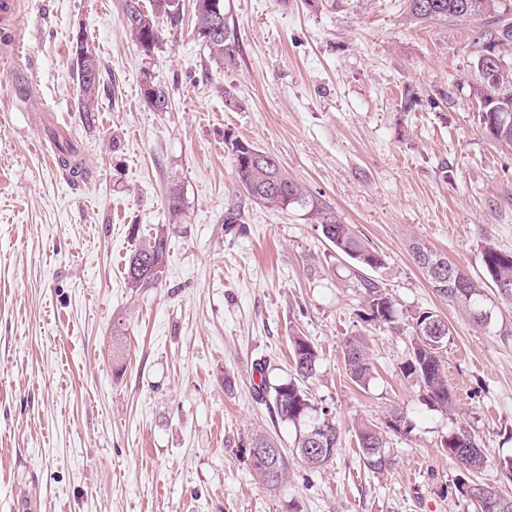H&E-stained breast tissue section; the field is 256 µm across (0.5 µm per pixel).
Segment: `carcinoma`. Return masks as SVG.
<instances>
[{
	"mask_svg": "<svg viewBox=\"0 0 512 512\" xmlns=\"http://www.w3.org/2000/svg\"><path fill=\"white\" fill-rule=\"evenodd\" d=\"M407 14L417 23H429L448 18L464 20L496 11L498 0H406ZM196 17L195 32L209 49L214 59L233 61L236 45L234 31L224 15H218L208 8V0H194ZM122 16L136 17V27L126 30L139 45L142 52L152 53L164 40V35L181 29L183 21L182 0H125ZM483 47L512 41V21L506 19L489 33L478 35ZM493 62L485 53H480L476 61L477 81L474 94L485 99H495L497 103L512 104V67L495 63L500 78L495 84L484 82L482 72ZM79 89V111L83 112L85 124L95 123L98 111V91L100 73L98 59L91 48H86L81 62L72 63ZM496 131L491 136L497 140L512 143V112H492ZM225 144L231 152L232 173L238 187L256 204L269 210H285L293 204L310 205V216L320 227L328 228L330 236L326 240L336 253L350 258L361 269L376 270L384 266L382 255L366 245L351 229L341 223L336 216L319 204L308 203L301 184L288 178L280 164L271 155L253 143L231 135L225 136ZM58 162L68 166L72 173L83 175V168L76 162L77 151L67 140L57 143ZM170 215L177 216L183 210V196L178 185L170 186L166 197ZM427 251L431 258L448 264L429 244L414 239L409 245L415 265L421 270L430 286L442 299L464 306L473 322L486 318L482 312L480 298L485 281L494 287L504 283L509 289L502 292L512 297V254L502 252L492 246L483 251V264L486 280H473L461 274L456 287H441L436 280L434 267L423 263L417 248ZM169 253V238L164 230L142 239L130 254L125 266V280L129 288L139 291L156 287L163 278ZM368 294V316L372 321L394 323L395 308L392 300L381 292L380 287L370 281H363ZM438 323L442 327V339L451 334L448 322L432 311H423L413 316L412 339L409 356L402 363L401 371L406 378L424 386L429 399L441 409L452 403V390L442 364L440 352L431 345L432 337L426 334L424 326ZM293 371L284 379L272 383L261 380L256 388L259 400L268 406L272 415L282 423L295 429L294 450L299 460L310 470L316 471L333 458L340 439L336 421L318 408L310 397L305 382L317 370L320 354L317 347L305 336H295L292 340ZM344 361L350 379L364 386L372 379V366L361 338H349L345 343ZM355 435L365 466L373 472L385 470L391 464L386 452L385 430L371 423L357 426ZM443 450L453 459L460 470V478L455 485L461 496L478 503L481 512H490L486 503L497 501L495 512H512V497L504 496L495 489L481 491L474 474L485 464V455L468 432L461 430L452 433L441 442ZM247 448H268L272 451L274 470L267 472L259 464L250 463L261 483L269 489H278L288 477L290 461L288 455L276 443L263 434H254L245 442Z\"/></svg>",
	"mask_w": 512,
	"mask_h": 512,
	"instance_id": "obj_1",
	"label": "carcinoma"
}]
</instances>
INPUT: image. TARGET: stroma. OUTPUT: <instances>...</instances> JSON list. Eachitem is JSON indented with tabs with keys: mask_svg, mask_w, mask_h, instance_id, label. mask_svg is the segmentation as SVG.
I'll use <instances>...</instances> for the list:
<instances>
[{
	"mask_svg": "<svg viewBox=\"0 0 512 512\" xmlns=\"http://www.w3.org/2000/svg\"><path fill=\"white\" fill-rule=\"evenodd\" d=\"M183 4L181 32L149 56L122 24L124 0H20L0 21L23 36L0 60V512H477L441 446L459 430L486 457L478 481L512 496L498 466L512 453V298L485 286L476 325L408 248L425 241L475 279L484 247L512 252V144L486 133L472 92L487 17L423 25L406 0H224L237 44L225 65ZM79 30L102 74L90 127L71 65ZM147 76L167 111L146 104ZM57 131L89 179L59 165ZM228 133L276 156L384 266L356 273L307 207L252 202ZM232 206L242 221L228 225ZM160 226L163 280L132 291L133 233ZM366 279L392 298L395 323L364 320ZM420 311L451 329L445 410L400 370ZM297 334L320 352L307 386L341 440L324 469L292 464L270 491L242 442L263 432L291 450L293 428L255 388L288 377ZM352 336L374 365L363 387L345 369ZM397 409L392 464L367 471L355 427L386 426Z\"/></svg>",
	"mask_w": 512,
	"mask_h": 512,
	"instance_id": "1",
	"label": "stroma"
}]
</instances>
